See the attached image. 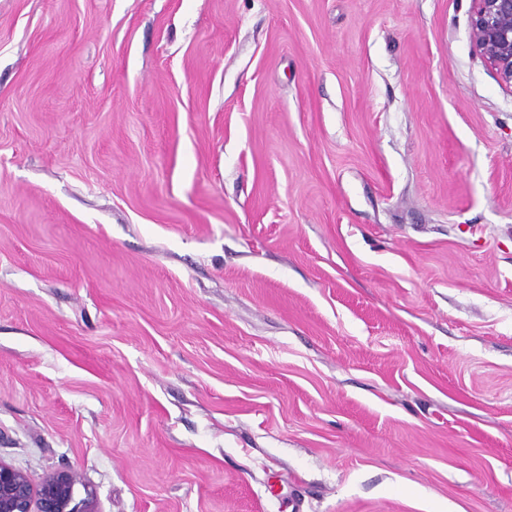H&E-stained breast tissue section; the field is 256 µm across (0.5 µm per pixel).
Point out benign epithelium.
Returning <instances> with one entry per match:
<instances>
[{"mask_svg":"<svg viewBox=\"0 0 512 512\" xmlns=\"http://www.w3.org/2000/svg\"><path fill=\"white\" fill-rule=\"evenodd\" d=\"M473 48L501 85L512 90V0H471ZM77 471L63 467L35 487L22 471L0 460V512H97L94 491L76 498Z\"/></svg>","mask_w":512,"mask_h":512,"instance_id":"benign-epithelium-1","label":"benign epithelium"}]
</instances>
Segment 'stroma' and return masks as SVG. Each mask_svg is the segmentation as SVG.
<instances>
[{"label": "stroma", "mask_w": 512, "mask_h": 512, "mask_svg": "<svg viewBox=\"0 0 512 512\" xmlns=\"http://www.w3.org/2000/svg\"><path fill=\"white\" fill-rule=\"evenodd\" d=\"M470 6L0 0V460L99 512H512Z\"/></svg>", "instance_id": "1"}]
</instances>
